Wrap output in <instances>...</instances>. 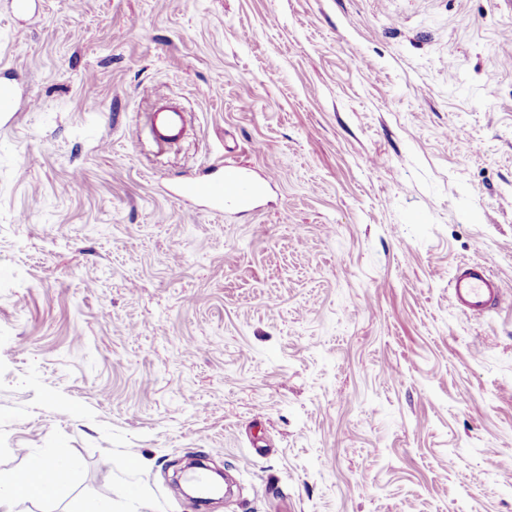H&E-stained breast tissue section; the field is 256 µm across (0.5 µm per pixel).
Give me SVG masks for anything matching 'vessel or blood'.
I'll use <instances>...</instances> for the list:
<instances>
[{
	"mask_svg": "<svg viewBox=\"0 0 512 512\" xmlns=\"http://www.w3.org/2000/svg\"><path fill=\"white\" fill-rule=\"evenodd\" d=\"M186 129L183 112L168 107H157L150 115L148 135L159 147L180 140ZM265 185L249 173L225 168L223 175L200 178L174 185L172 193L207 203L211 212L226 208L249 211L264 193ZM504 296L500 279L492 270L480 264L462 265L450 282L448 302L464 314H482L499 306Z\"/></svg>",
	"mask_w": 512,
	"mask_h": 512,
	"instance_id": "b4317fda",
	"label": "vessel or blood"
}]
</instances>
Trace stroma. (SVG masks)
Listing matches in <instances>:
<instances>
[{"mask_svg":"<svg viewBox=\"0 0 512 512\" xmlns=\"http://www.w3.org/2000/svg\"><path fill=\"white\" fill-rule=\"evenodd\" d=\"M0 83V471L73 465L11 512H512L503 0H0ZM221 160L252 211L167 195ZM185 129L184 113L176 108L159 106L149 117L148 136L158 147L177 142L184 136ZM504 296L500 279L480 264H464L450 281L448 302L464 314H482L499 306Z\"/></svg>","mask_w":512,"mask_h":512,"instance_id":"obj_1","label":"stroma"}]
</instances>
